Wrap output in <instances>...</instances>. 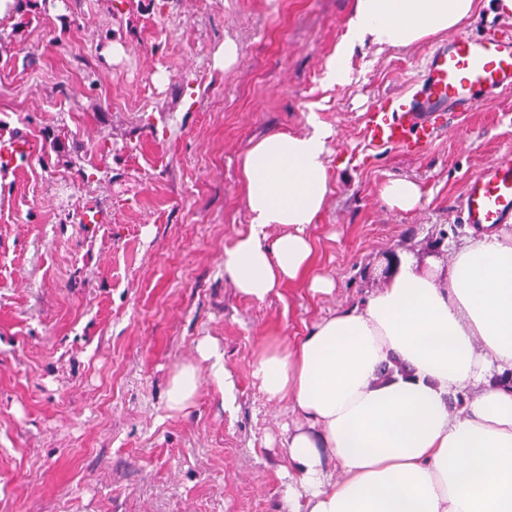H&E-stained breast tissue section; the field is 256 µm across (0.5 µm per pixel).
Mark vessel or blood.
<instances>
[{
  "label": "vessel or blood",
  "mask_w": 512,
  "mask_h": 512,
  "mask_svg": "<svg viewBox=\"0 0 512 512\" xmlns=\"http://www.w3.org/2000/svg\"><path fill=\"white\" fill-rule=\"evenodd\" d=\"M504 89H512V34L454 37L427 58L402 99L370 108L364 133L381 145L425 144L442 130L445 114L478 111ZM36 148L25 138L0 140V172L11 171L18 156ZM461 220L476 228L512 222V153L500 155L467 181Z\"/></svg>",
  "instance_id": "b4317fda"
}]
</instances>
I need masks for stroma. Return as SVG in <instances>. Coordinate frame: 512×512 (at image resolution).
Returning a JSON list of instances; mask_svg holds the SVG:
<instances>
[{"mask_svg": "<svg viewBox=\"0 0 512 512\" xmlns=\"http://www.w3.org/2000/svg\"><path fill=\"white\" fill-rule=\"evenodd\" d=\"M354 2L42 0L18 34L0 18V139L38 146L0 173V512H280L295 418L265 399L253 356L366 302L401 253L449 287L453 254L475 240L465 184L512 150V89L450 113L418 149L369 146L364 116L449 37L512 29V14L475 0L450 34L355 47L338 85L326 66ZM312 115L333 130L312 266L254 302L223 269L249 227L242 157ZM392 179L418 184L417 207L386 204ZM316 277L332 291L312 292ZM206 338L233 407L198 355ZM187 362L199 392L175 413L167 379ZM198 352L203 360L210 362L209 374L212 383L224 392V402L232 404L235 400V385L230 373L224 367V353L209 339L200 342Z\"/></svg>", "mask_w": 512, "mask_h": 512, "instance_id": "obj_1", "label": "stroma"}]
</instances>
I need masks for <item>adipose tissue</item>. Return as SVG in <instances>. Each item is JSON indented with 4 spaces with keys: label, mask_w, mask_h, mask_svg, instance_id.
<instances>
[{
    "label": "adipose tissue",
    "mask_w": 512,
    "mask_h": 512,
    "mask_svg": "<svg viewBox=\"0 0 512 512\" xmlns=\"http://www.w3.org/2000/svg\"><path fill=\"white\" fill-rule=\"evenodd\" d=\"M473 9L474 0H355L332 82L348 80L349 46L407 47ZM332 135L313 119L306 132L265 135L242 160L250 223L224 252V275L251 300L311 263L307 228L326 205ZM450 279L439 287L401 256L363 306L254 356L266 400L296 417L281 512H512V234L482 230L454 254ZM199 384L196 365L174 370L169 410H189ZM469 390L462 416H451Z\"/></svg>",
    "instance_id": "obj_1"
}]
</instances>
